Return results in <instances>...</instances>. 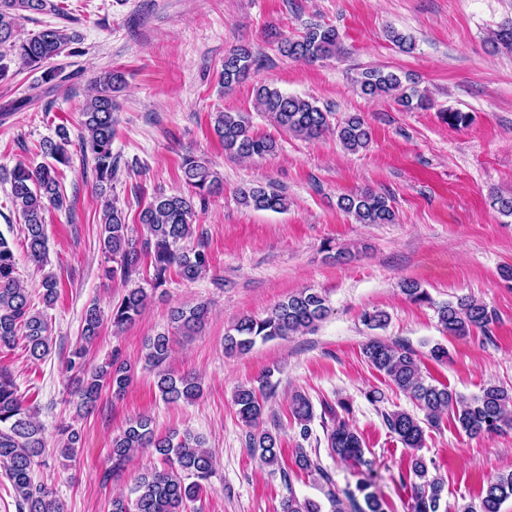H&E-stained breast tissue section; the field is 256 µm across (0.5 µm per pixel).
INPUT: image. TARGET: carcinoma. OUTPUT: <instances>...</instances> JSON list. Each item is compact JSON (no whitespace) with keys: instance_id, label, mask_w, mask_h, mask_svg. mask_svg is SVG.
Returning <instances> with one entry per match:
<instances>
[{"instance_id":"cac0c4a2","label":"carcinoma","mask_w":512,"mask_h":512,"mask_svg":"<svg viewBox=\"0 0 512 512\" xmlns=\"http://www.w3.org/2000/svg\"><path fill=\"white\" fill-rule=\"evenodd\" d=\"M28 13L64 15L55 0H0V79L8 75L6 57L17 59L32 71L43 70L42 82L52 87L66 81L62 71L50 66V61L79 41V35L64 26H50L25 39L17 36L19 21ZM343 51L338 32L333 27L312 24L297 38L281 42L280 52L293 60L314 62L333 57ZM256 58L244 45L224 55L221 80L224 88L246 80ZM122 82V74L107 71L94 80V94L82 110L80 138L84 154L94 160L96 187L103 194L112 187L116 159L112 156L115 104L112 92ZM357 83L363 94L391 97L406 110L423 109L429 105L425 93L414 87H405L393 72L378 69L363 71ZM256 108L279 128L305 139H316L333 129L343 147L357 151L367 147L372 133L364 118L354 113L343 121L332 124V112L317 105L314 99L283 93L267 84L254 87ZM214 132L224 145V151L242 158L272 154L276 142L255 134L248 117L242 112H218ZM70 135L67 128L56 129V139L42 144L43 153L54 163L32 166L18 163L10 172L12 204L25 226L26 254L31 263L41 267L46 261L45 211L53 206L64 208L66 199L59 189L56 164L70 161L67 146ZM181 169L188 193H161L140 213L144 236H132L125 217L112 201H107L103 213L102 249L112 256V266L106 277L123 283L139 272L141 259L150 258L153 289L165 285L171 274L193 282L211 269V259L202 245L192 248L183 243L193 236L192 217L195 200L201 201L223 189V177L207 165L187 154ZM238 200L245 207L281 212L287 209L284 195L269 185L250 183L239 189ZM338 206L354 216L360 224H392L396 213L389 198L371 189L343 195ZM42 302L51 306L58 297V282L46 276L41 282ZM402 291L415 303H432L428 293L413 280L402 284ZM151 294L144 287L129 288L112 305L109 321L120 330L141 316ZM440 325L450 336L466 337L474 330L490 331L493 317L487 307L471 297H459L436 307ZM329 313L326 298L312 290H302L277 304L265 317L246 316L238 320L224 336L228 353L244 354L256 340L264 342L287 338L313 330ZM205 303L174 307L169 312L170 323L184 336L200 330L209 318ZM79 341L70 352L69 369L76 386L71 396L76 398L80 412L92 411L105 390L119 396L131 381L130 369L112 359L107 365L88 369L87 345L97 336L104 321V312L92 303L86 307ZM363 324L374 330L386 326L388 315L379 309L366 310L361 315ZM22 338L25 350L34 360L44 359L50 352L49 324L44 313L34 309L29 291L17 280V263L8 241L0 236V346L10 347ZM172 339L159 334L149 339L145 364L154 373L155 386L166 403L193 402L202 395L201 384L192 375L176 376L164 368L171 351ZM363 355L369 364L383 374L401 392L415 403L423 417L393 410L382 413L387 429L395 434L410 452L408 474L410 483V512H442L445 482L429 475L426 459L419 455L424 447L425 427L439 425L442 415L453 417L456 427L469 436L501 433L512 427V389L489 382L479 393L465 396L449 387L425 381L416 353L407 345L372 338L363 345ZM270 386L269 375H264L259 386H240L234 401L238 413L247 425L254 428L248 434V448L252 456L265 467H281L282 450L277 433L261 427L265 412L264 389ZM292 416L303 440L311 435L314 418L310 399L295 394ZM325 438L330 453L355 470L358 479L355 488L338 490L319 457L306 449H295L294 466L307 473L316 472L324 481L325 496L331 512H383L375 490L373 462L366 458L364 441L343 418L334 417L325 427ZM152 448L166 464L162 470L143 474L129 494L112 498L110 512H183V506L194 501L207 487L214 471L213 457L205 447L204 439L186 430L172 431L159 436L152 427V419L140 416L131 421L112 440L109 455L111 470L125 467L131 456L140 449ZM46 454L44 427L36 419L32 408L24 405L10 371L0 367V468L5 471L15 491L18 512H64L56 493L34 480L36 467ZM512 498V472L499 474L482 488L478 504L463 505L456 512H501L504 502ZM281 512H323L320 502L310 498L299 499L293 490L282 500Z\"/></svg>"}]
</instances>
